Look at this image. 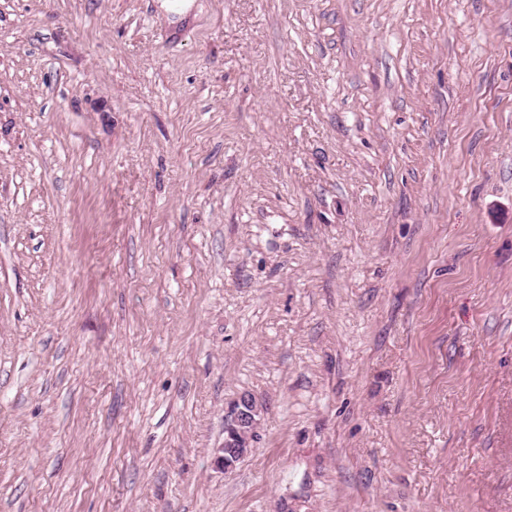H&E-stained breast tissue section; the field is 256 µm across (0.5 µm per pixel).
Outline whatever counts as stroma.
<instances>
[{
  "label": "stroma",
  "instance_id": "obj_1",
  "mask_svg": "<svg viewBox=\"0 0 512 512\" xmlns=\"http://www.w3.org/2000/svg\"><path fill=\"white\" fill-rule=\"evenodd\" d=\"M0 512H512V0H0ZM227 413L226 436L216 457L224 472L232 470L250 453L261 424L262 409L251 396L242 395L228 407Z\"/></svg>",
  "mask_w": 512,
  "mask_h": 512
}]
</instances>
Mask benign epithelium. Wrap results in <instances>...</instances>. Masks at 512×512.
<instances>
[{"mask_svg":"<svg viewBox=\"0 0 512 512\" xmlns=\"http://www.w3.org/2000/svg\"><path fill=\"white\" fill-rule=\"evenodd\" d=\"M261 416V407L249 395L240 396L228 407L226 436L216 457L222 470H232L250 453Z\"/></svg>","mask_w":512,"mask_h":512,"instance_id":"1","label":"benign epithelium"}]
</instances>
